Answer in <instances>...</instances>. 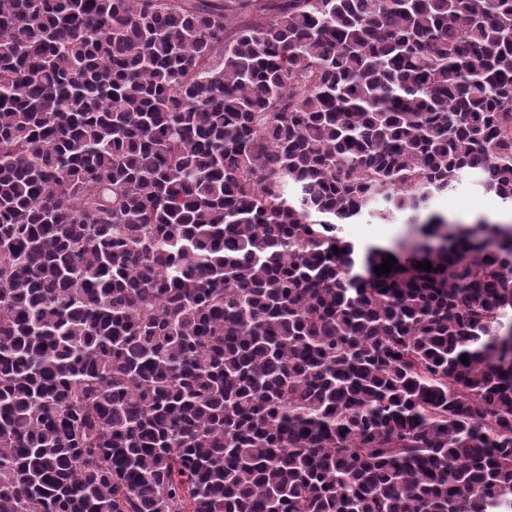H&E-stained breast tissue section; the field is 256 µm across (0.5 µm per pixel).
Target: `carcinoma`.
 <instances>
[{"mask_svg": "<svg viewBox=\"0 0 512 512\" xmlns=\"http://www.w3.org/2000/svg\"><path fill=\"white\" fill-rule=\"evenodd\" d=\"M467 180L512 206V0H0V512H512ZM475 208H501L497 199L468 186H462L448 195L437 196L432 200V209L444 214L469 213V209ZM378 231L362 233L356 224L344 225V236L360 245H383L392 247L395 241L404 236L410 229V224H406L404 218L396 221L395 224L375 225Z\"/></svg>", "mask_w": 512, "mask_h": 512, "instance_id": "obj_1", "label": "carcinoma"}]
</instances>
